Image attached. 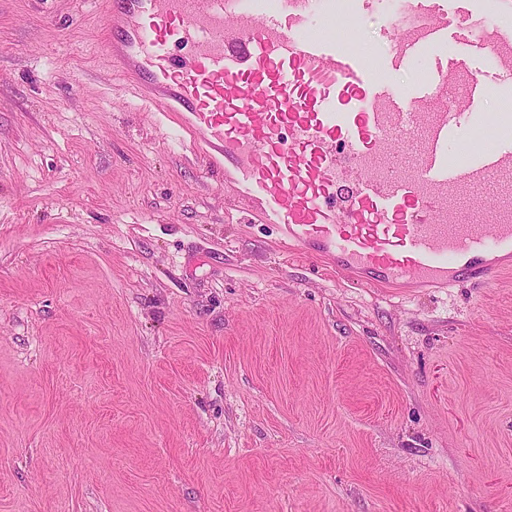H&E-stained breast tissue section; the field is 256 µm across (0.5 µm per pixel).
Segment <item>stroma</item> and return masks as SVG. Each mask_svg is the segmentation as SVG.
<instances>
[{"label":"stroma","mask_w":512,"mask_h":512,"mask_svg":"<svg viewBox=\"0 0 512 512\" xmlns=\"http://www.w3.org/2000/svg\"><path fill=\"white\" fill-rule=\"evenodd\" d=\"M104 36L100 0H0V512H512V271L290 253Z\"/></svg>","instance_id":"35a3bbf8"}]
</instances>
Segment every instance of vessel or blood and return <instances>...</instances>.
<instances>
[{
    "label": "vessel or blood",
    "mask_w": 512,
    "mask_h": 512,
    "mask_svg": "<svg viewBox=\"0 0 512 512\" xmlns=\"http://www.w3.org/2000/svg\"><path fill=\"white\" fill-rule=\"evenodd\" d=\"M110 68L224 177L231 209L371 286L488 285L512 254V0H404L374 61L354 36L380 0H104ZM423 88L391 78L445 38ZM470 192L471 206L460 196Z\"/></svg>",
    "instance_id": "vessel-or-blood-1"
}]
</instances>
